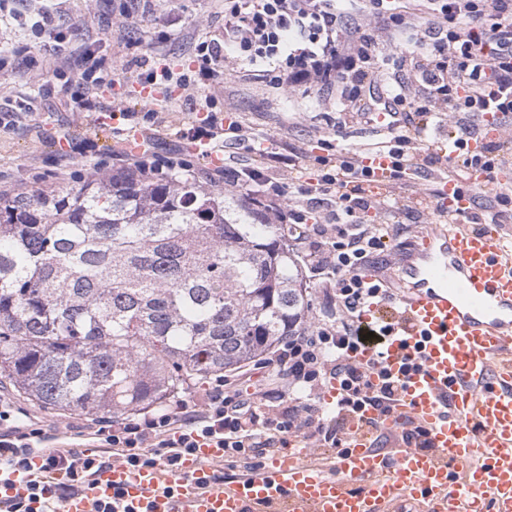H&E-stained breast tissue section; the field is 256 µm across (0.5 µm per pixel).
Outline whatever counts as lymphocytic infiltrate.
I'll use <instances>...</instances> for the list:
<instances>
[{
    "label": "lymphocytic infiltrate",
    "instance_id": "1",
    "mask_svg": "<svg viewBox=\"0 0 512 512\" xmlns=\"http://www.w3.org/2000/svg\"><path fill=\"white\" fill-rule=\"evenodd\" d=\"M196 51L195 76L153 67L142 73L143 83L163 91L206 83L229 51L289 96L312 90L335 99L340 112L397 116L381 141L348 149L322 138L314 157L304 151L285 155L273 146L256 149L240 125L224 124L213 112L186 132L196 145L217 144L227 132L246 152H258L257 164L216 168L207 178L215 186L252 191L254 207L272 223L306 225L309 261L313 270L326 273L324 294L333 309L268 359L282 387L259 395L228 392L218 377L176 410L104 420L96 434L102 447L131 466L171 468L192 449L213 443L229 457L228 475L234 478L257 473L267 456L293 441L303 448H344L351 417L367 405L387 407L397 395L398 382L373 385L364 366L351 358L363 340L356 325L361 310L388 295L383 271L366 272L385 248L375 222L414 201L426 204L431 216L448 217L443 188L451 181L472 197L481 190L493 194L484 220L512 223V183L498 179L512 168L501 143L512 138V0H224L223 43L203 42ZM82 59L71 99L85 107L103 81L104 58L88 44ZM488 113L499 116V138H488L478 121ZM444 127L454 142L450 155L433 136ZM478 137L485 140L482 152L469 153V141ZM374 155L389 158V178L400 195L388 198L374 190V172L365 164ZM118 159L146 179L165 169L190 168L178 147L162 154L122 153ZM283 163L295 170L314 166L316 177L295 188L276 181L272 172ZM473 168L487 172L484 184L470 182ZM417 174L426 185L414 182ZM333 381L339 395L329 407L322 391ZM45 442L43 429L16 420L10 400L0 397V472L26 467ZM109 463L103 455H48L46 468L66 471L69 479L45 512H58L62 499L87 491L97 470Z\"/></svg>",
    "mask_w": 512,
    "mask_h": 512
}]
</instances>
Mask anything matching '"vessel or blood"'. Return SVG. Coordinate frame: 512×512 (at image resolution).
<instances>
[{
  "label": "vessel or blood",
  "instance_id": "vessel-or-blood-1",
  "mask_svg": "<svg viewBox=\"0 0 512 512\" xmlns=\"http://www.w3.org/2000/svg\"><path fill=\"white\" fill-rule=\"evenodd\" d=\"M443 192L458 222L429 225L393 298L359 316L388 329L381 348L352 357L373 384L384 372L399 379L390 413L362 408L327 463L292 448L233 480L215 479L224 451L212 446L174 470L115 461L62 512H98L108 501L114 512H512V247L499 225L468 223L472 203L454 184ZM416 425L430 449L402 442ZM64 481L39 465L0 476V500L26 497L43 512Z\"/></svg>",
  "mask_w": 512,
  "mask_h": 512
}]
</instances>
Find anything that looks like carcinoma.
I'll return each mask as SVG.
<instances>
[{
	"label": "carcinoma",
	"mask_w": 512,
	"mask_h": 512,
	"mask_svg": "<svg viewBox=\"0 0 512 512\" xmlns=\"http://www.w3.org/2000/svg\"><path fill=\"white\" fill-rule=\"evenodd\" d=\"M299 235L188 179L0 194V389L127 414L241 369L306 329Z\"/></svg>",
	"instance_id": "1"
}]
</instances>
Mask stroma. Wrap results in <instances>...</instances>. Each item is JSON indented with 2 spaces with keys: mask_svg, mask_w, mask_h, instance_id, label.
<instances>
[{
  "mask_svg": "<svg viewBox=\"0 0 512 512\" xmlns=\"http://www.w3.org/2000/svg\"><path fill=\"white\" fill-rule=\"evenodd\" d=\"M46 4L59 15L54 35L13 22L11 12L29 10L28 0H0V48L24 47L43 62L34 71L19 60L0 70V113L28 111L18 128L0 131V191L4 193H30L62 182L77 185L93 163L111 162L118 148L116 135H100L94 115L78 111L69 91L55 78V62L65 43L75 44L83 38L99 41L108 76L97 102L139 112L145 107L140 99L144 65L164 64L177 72H191L196 45L224 37L222 0H152L148 5L142 0H46ZM163 30L169 33L164 41L159 38ZM217 71L209 88L216 111L223 113L225 122L276 140L281 151L313 149L325 135L350 149L376 139L373 125L353 116L341 125L327 124V108L314 96L302 100L300 111H290L286 92L270 87L234 60L220 61ZM196 98V90L173 89L166 105L169 125L153 135L159 150L177 143L180 127L200 123L205 117ZM63 133L72 147L65 161L53 145ZM19 405L55 445L88 443L82 430L92 425L91 417L81 413L56 416L25 399Z\"/></svg>",
  "mask_w": 512,
  "mask_h": 512,
  "instance_id": "stroma-1",
  "label": "stroma"
}]
</instances>
